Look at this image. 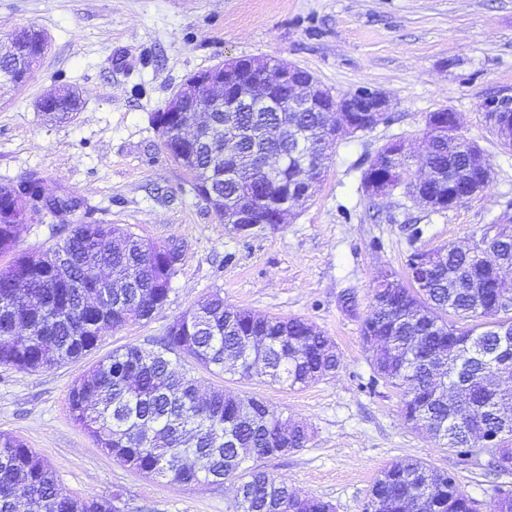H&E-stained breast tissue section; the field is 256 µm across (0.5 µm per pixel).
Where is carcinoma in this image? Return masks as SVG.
<instances>
[{
	"mask_svg": "<svg viewBox=\"0 0 512 512\" xmlns=\"http://www.w3.org/2000/svg\"><path fill=\"white\" fill-rule=\"evenodd\" d=\"M27 55L0 65V83L25 84L41 53L42 34L17 30ZM73 88L47 95L40 110L54 123H68L78 111ZM272 112H213L195 141L174 134L169 157L191 177L195 190L224 198L214 209L224 216L241 192L260 200L254 223L273 224L280 197L297 187L302 149L268 130ZM285 122L306 131L318 164L326 150L325 114L311 107L284 114ZM236 142L224 154V135ZM423 164L433 178L423 193L433 211L448 209V197L464 202L477 176L490 168L476 143L457 135L449 112H431ZM393 144L369 161L361 184L381 181L384 195L409 193L408 156L387 157ZM43 179L32 173L0 184V252L14 247L19 208L44 203ZM430 277L404 282L380 270L362 336L379 338L381 358L373 361L374 382L402 391V411L412 428L431 435L478 464L485 449L469 435L475 425L512 430V281L499 282L486 265L512 267V249L501 251L482 238L468 249L454 245L429 252ZM175 270L155 246L118 224H78L44 251L18 256L0 269V364L36 371L72 362L97 347L105 327L120 328L148 319L167 300ZM177 329L155 348H117L77 378L69 390L73 421L130 470L172 483L209 480L213 473L236 480L237 512H333L316 497H303L284 480L249 459L275 456L277 448H302L310 427L292 423L255 396L234 397L220 390L199 396L198 380L173 357H188L202 369L241 378L257 373L290 389L306 387L334 373L340 363L334 341L299 318L261 316L224 302L220 291L174 319ZM496 475H512V446L489 454ZM112 500L83 499L59 492L56 476L39 453L15 436L0 433V512H117ZM375 512H478L477 502L448 473L420 459L397 462L376 477L369 493ZM490 512H512V490L494 486Z\"/></svg>",
	"mask_w": 512,
	"mask_h": 512,
	"instance_id": "1",
	"label": "carcinoma"
}]
</instances>
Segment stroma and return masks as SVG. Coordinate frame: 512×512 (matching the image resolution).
Masks as SVG:
<instances>
[{
  "instance_id": "1",
  "label": "stroma",
  "mask_w": 512,
  "mask_h": 512,
  "mask_svg": "<svg viewBox=\"0 0 512 512\" xmlns=\"http://www.w3.org/2000/svg\"><path fill=\"white\" fill-rule=\"evenodd\" d=\"M30 27L48 50L22 86L0 85V183L38 172L47 192L84 202L68 223L36 215L15 253H35L70 225L130 227L183 247L168 298L151 318L105 330L79 361L30 372L0 366V432L40 453L67 494L108 500L119 512H236L227 480L180 485L139 475L78 427L68 410L76 377L113 349L153 348L170 322L214 291L258 315L299 317L335 342L340 365L302 389L197 370L202 393L256 396L312 438L259 466L335 512H365L380 471L405 458L454 474L461 490L489 506L497 476L413 430L402 394L373 384L361 325L382 268L403 269L414 250L470 245L512 217V150L501 146L483 100L512 95V0H0V35ZM273 58L309 71L333 93L381 89L393 107L372 130L340 135L322 181L287 223L241 233L196 196L150 122L189 75L228 59ZM61 84L81 97L75 118L46 122L39 105ZM450 108L459 133L492 165L489 188L434 213L402 192L377 199L361 186L368 159L403 141L410 173L426 150L425 119ZM423 230L411 238L410 226Z\"/></svg>"
}]
</instances>
